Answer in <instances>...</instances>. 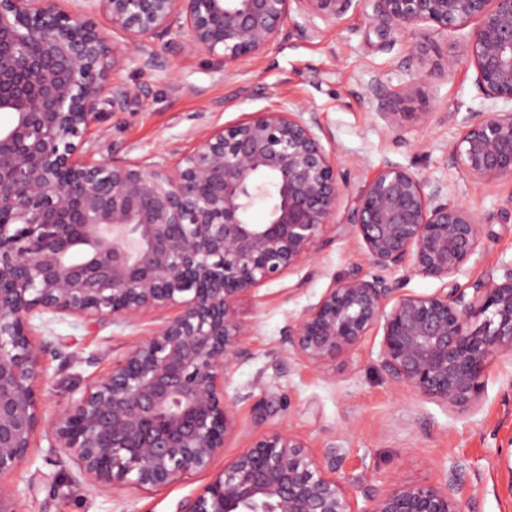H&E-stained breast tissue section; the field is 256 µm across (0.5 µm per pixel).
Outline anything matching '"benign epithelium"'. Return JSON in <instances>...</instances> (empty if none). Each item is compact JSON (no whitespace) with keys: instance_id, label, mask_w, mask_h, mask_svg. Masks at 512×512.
<instances>
[{"instance_id":"benign-epithelium-1","label":"benign epithelium","mask_w":512,"mask_h":512,"mask_svg":"<svg viewBox=\"0 0 512 512\" xmlns=\"http://www.w3.org/2000/svg\"><path fill=\"white\" fill-rule=\"evenodd\" d=\"M0 0V478L16 474L41 432L49 451L105 492L145 495L196 472L208 482L176 512H468L454 466L436 484L364 488L367 506L339 475L341 458L311 456L274 430L210 472L232 429L224 373L247 355L250 328L237 303L308 263L336 223L344 184L336 151L302 104L212 127L171 164L94 158L87 136L104 111L140 88L110 81L136 61L163 66L150 40L180 24L190 52H222L230 70L285 36L295 11L337 20L353 7L403 33L429 25L474 27L467 60L482 94L512 102V0ZM124 35L115 43L93 15ZM414 43L405 84L374 80L379 116L395 129L458 59L424 69ZM452 163L487 186L512 181V109L469 112ZM265 207L262 223L254 208ZM372 276L335 281L288 319V355L316 366L382 332L380 368L397 386L457 407L476 403L492 357L512 350V265L472 293L464 265L484 248L480 217L440 184L392 162L367 179L348 215ZM406 266L444 282L431 295L399 293L384 272ZM158 321L108 372L47 421L40 386L48 344L33 320L67 315L89 324ZM0 512H21L0 490Z\"/></svg>"}]
</instances>
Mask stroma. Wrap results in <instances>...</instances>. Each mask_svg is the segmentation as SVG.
I'll list each match as a JSON object with an SVG mask.
<instances>
[{"mask_svg":"<svg viewBox=\"0 0 512 512\" xmlns=\"http://www.w3.org/2000/svg\"><path fill=\"white\" fill-rule=\"evenodd\" d=\"M184 39L178 29L154 39L162 68L143 71L132 62L115 72V80L142 87L144 94L124 111L104 114L90 143L96 156L163 164L193 147V133L232 124L249 112L305 104L324 132L323 144L335 146L345 181L336 222L313 260L237 304L238 316L253 330L245 340L247 356L227 371L224 392L233 403L234 427L214 470L229 465L260 436L284 429L301 438L313 457L337 452L339 473L353 485L367 479L383 491L396 481L437 482L455 463L469 512H512V498L502 492L505 457L512 454V353L495 358L475 405L454 407L394 386L379 367V337L318 367L284 350L289 317L316 303L333 281L371 273L364 246L346 219L364 181L385 162L443 184L450 199L480 216L484 248L465 265L460 285L512 262V217L505 214L512 184L490 188L471 181L449 160L460 138L457 115L507 107L479 90L473 67L464 61L463 31L425 29L431 64L451 57L460 63L450 75L431 80L422 98L406 104L407 115L395 131L378 114L372 84L378 79L395 88L409 80L403 59L413 39L361 10L334 22L292 15L280 42L232 74L225 72L222 56L183 51ZM151 328L148 320L91 328L71 317L40 324L52 344L44 357L45 418L63 407L71 389L104 375L113 358ZM48 446L38 437L30 460L11 480L24 512H174L208 480L200 473L154 496L133 489L108 495L78 478L75 466Z\"/></svg>","mask_w":512,"mask_h":512,"instance_id":"35a3bbf8","label":"stroma"}]
</instances>
